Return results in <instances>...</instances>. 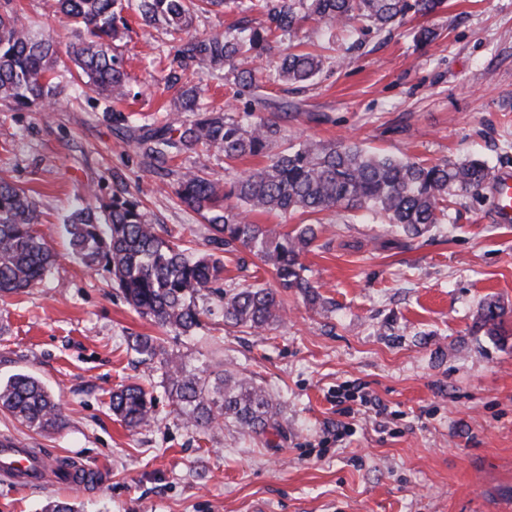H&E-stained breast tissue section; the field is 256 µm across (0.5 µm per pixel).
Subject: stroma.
Listing matches in <instances>:
<instances>
[{
	"label": "stroma",
	"mask_w": 512,
	"mask_h": 512,
	"mask_svg": "<svg viewBox=\"0 0 512 512\" xmlns=\"http://www.w3.org/2000/svg\"><path fill=\"white\" fill-rule=\"evenodd\" d=\"M46 0H11L33 34L73 39ZM115 44L144 119L172 106L179 42L143 29L134 11ZM438 36L416 46L420 26ZM304 48L326 57L313 81L286 85L276 56L260 61V97L293 104L287 141L349 139L382 154L484 160L512 172V0H448L424 19L377 31H328L306 22ZM195 155L158 173L118 136L103 103L82 100L52 115L0 100V177L31 190L39 233L58 261L27 293L0 300V379L40 377L64 403L66 425L37 432L0 410V440L100 469L96 484L21 488L0 479V512H512V224L494 221L491 186L459 197L448 221L410 239L374 214H323L320 249L305 255L320 299L284 294L280 323L256 334L207 320L195 338L162 332L136 315L103 270L70 253L62 224L88 186L120 188L154 223L205 247L203 217L173 194ZM505 308V335L477 325L488 299ZM159 337L191 368L231 370L278 402L285 437L234 425L204 430L175 410L163 372L141 363L133 336ZM138 383L156 398L157 421L129 432L110 395ZM340 385L361 388L391 414L336 404ZM349 431L337 438V422Z\"/></svg>",
	"instance_id": "35a3bbf8"
}]
</instances>
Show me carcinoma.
I'll list each match as a JSON object with an SVG mask.
<instances>
[{
	"label": "carcinoma",
	"mask_w": 512,
	"mask_h": 512,
	"mask_svg": "<svg viewBox=\"0 0 512 512\" xmlns=\"http://www.w3.org/2000/svg\"><path fill=\"white\" fill-rule=\"evenodd\" d=\"M125 0H48L47 14L73 28L74 41L60 47L47 33L36 36L0 3V97L23 109L57 105L68 99L65 87L54 81L59 66L74 63L86 86L105 101L127 96L128 76L112 42L121 37ZM236 0H135L134 10L146 27L163 23L182 38V69L199 68L234 73L227 106L250 96L246 117L227 112H198L201 90L184 83L175 112L160 126L132 125L117 119V130L133 139L156 163L166 164L172 153L205 158L221 154L229 164L245 157H265V165L230 185L209 178L202 163L179 175L174 191L180 201L208 224L212 250L197 253L183 239L163 234L148 218L142 202L123 190L109 197L91 195L93 204L80 205L64 219L72 254L90 269L103 268L127 304L158 328L192 336L212 309L201 303L206 293L216 296L224 324L253 332L264 331L282 318L280 290L296 288L310 303L319 294L305 275L306 253L318 247V224H296L279 231L250 220L253 214L319 215L337 208L367 210L381 215L408 238L421 236L448 216L457 197L483 187L489 169L480 160L463 163L427 162L408 156L371 152L341 140H305L272 154L282 138L283 123L293 116L288 102L271 104L254 97L257 71L238 68L240 56L255 59L271 54L279 34H293L314 21L333 30L348 20H360L377 30L392 28L410 15L437 13L445 0H250L245 11L258 10L266 19L244 16L239 34L199 37L190 33L196 10L222 8ZM325 59L316 53L282 49L276 75L282 83H301L318 75ZM274 107L269 116L259 111ZM184 112L198 117L186 120ZM41 213L35 197L12 181L0 178V298L35 287L56 262V254L35 229ZM246 251L252 265L272 268L276 288L247 286L221 290L224 257L215 251ZM504 308L491 299L481 308L478 322L490 336L500 335ZM132 349L142 361L163 370L166 389L179 413L206 429L231 423L262 435L285 432L280 407L260 387L224 371L215 377L202 369L189 370L178 356L165 351L155 336H137ZM0 409L30 429L45 431L65 425L60 396L37 376L18 372L0 380ZM112 412L136 430L155 420L152 396L131 384L112 392Z\"/></svg>",
	"instance_id": "1"
}]
</instances>
